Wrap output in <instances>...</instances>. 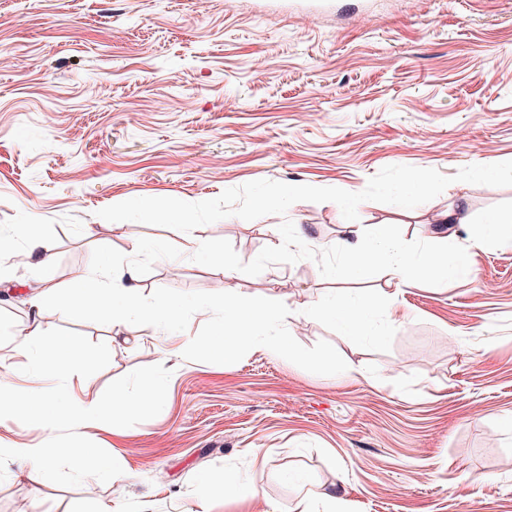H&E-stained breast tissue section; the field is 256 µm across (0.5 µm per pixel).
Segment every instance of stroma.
Instances as JSON below:
<instances>
[{"label": "stroma", "mask_w": 512, "mask_h": 512, "mask_svg": "<svg viewBox=\"0 0 512 512\" xmlns=\"http://www.w3.org/2000/svg\"><path fill=\"white\" fill-rule=\"evenodd\" d=\"M509 160L512 0H0V234L21 250L22 224L47 225L56 287L105 247L146 303L185 304L176 336L148 318L114 334L92 306L47 314L48 336L78 342L79 394L131 395L150 377L164 392L118 435L0 414V448L90 451L82 472L59 461L34 485L28 461L1 458L0 512H198L203 492L209 512H296L310 484L338 512H512V229L476 244L512 187L358 206L352 223L389 225L416 266L438 233L468 249L469 277L402 288L351 273L332 202L189 233L98 215L260 179L359 192L388 165L453 175ZM460 204L471 223H436ZM40 277L18 264L0 284V335L26 326ZM228 287L288 316L255 344L228 338L226 356L198 352ZM363 292L377 333L351 339L318 306ZM297 469L306 484L289 480ZM227 474L256 497L225 495Z\"/></svg>", "instance_id": "35a3bbf8"}]
</instances>
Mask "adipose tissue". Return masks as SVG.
Masks as SVG:
<instances>
[{
  "label": "adipose tissue",
  "instance_id": "obj_1",
  "mask_svg": "<svg viewBox=\"0 0 512 512\" xmlns=\"http://www.w3.org/2000/svg\"><path fill=\"white\" fill-rule=\"evenodd\" d=\"M344 254L349 266L358 275L381 272L390 282L403 285L409 280L414 263L402 250L397 239L386 229H376L372 235L356 233L353 240L344 245ZM65 300L69 310L78 312L85 305L93 303L102 317L112 327H120L132 317L147 316L164 327L173 326L178 320L174 303L164 300L152 305L144 304L137 289L114 284L109 264H101L91 272L80 275L70 288H37L30 299L31 310L24 336L0 337V352L26 356L32 351H41L42 356L34 362L37 370H52L60 392L59 398L45 395L32 400L10 391L0 393V409L11 411L39 410V420L45 425L66 423L77 426L112 425L115 417L124 415L132 407L158 401L162 395L161 385L154 380L142 383L134 397H123L113 403H106L98 397H82L76 393V372L67 365L66 354L72 342L60 336L47 339L43 319L53 311L58 300ZM325 313L337 320L344 335L356 338L372 333L375 306L367 296L334 297L323 307ZM278 313L258 307L250 299L241 296L235 289L224 291V316L218 322L213 338L197 343V350L205 354H219L223 351L222 340L227 332L246 327L243 341H253L252 327L278 320ZM11 456L30 461L27 478L39 480L51 468L54 459L66 458L74 470H82L84 457L78 449L62 447L43 453L37 448H0V457Z\"/></svg>",
  "mask_w": 512,
  "mask_h": 512
}]
</instances>
